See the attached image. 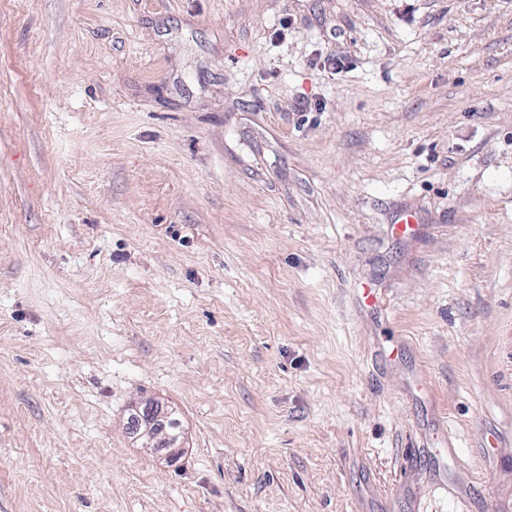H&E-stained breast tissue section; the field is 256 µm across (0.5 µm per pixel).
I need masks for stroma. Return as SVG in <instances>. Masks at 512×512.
Here are the masks:
<instances>
[{
    "instance_id": "stroma-1",
    "label": "stroma",
    "mask_w": 512,
    "mask_h": 512,
    "mask_svg": "<svg viewBox=\"0 0 512 512\" xmlns=\"http://www.w3.org/2000/svg\"><path fill=\"white\" fill-rule=\"evenodd\" d=\"M0 512H512V0H0ZM165 414L163 406L158 403H149L144 407L143 414L139 418L137 417L138 426L144 428L141 433L143 437H147L149 441L152 440L150 435L153 433V430L162 427L159 421L165 417Z\"/></svg>"
}]
</instances>
